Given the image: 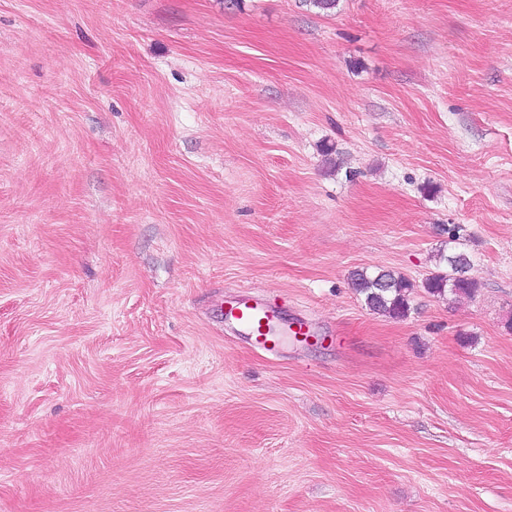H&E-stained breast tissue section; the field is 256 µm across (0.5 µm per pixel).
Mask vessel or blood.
Listing matches in <instances>:
<instances>
[{
    "instance_id": "vessel-or-blood-1",
    "label": "vessel or blood",
    "mask_w": 512,
    "mask_h": 512,
    "mask_svg": "<svg viewBox=\"0 0 512 512\" xmlns=\"http://www.w3.org/2000/svg\"><path fill=\"white\" fill-rule=\"evenodd\" d=\"M222 317L253 345L269 354L279 353L288 343L289 337L305 333L303 320L282 319L277 310L266 303L246 295L237 296L228 302Z\"/></svg>"
}]
</instances>
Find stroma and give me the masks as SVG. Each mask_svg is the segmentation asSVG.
<instances>
[{"instance_id":"35a3bbf8","label":"stroma","mask_w":512,"mask_h":512,"mask_svg":"<svg viewBox=\"0 0 512 512\" xmlns=\"http://www.w3.org/2000/svg\"><path fill=\"white\" fill-rule=\"evenodd\" d=\"M0 512H512V0H0ZM440 260L446 263L448 270L438 271L425 279L423 286L427 292L438 297L446 292L468 297L475 295L477 283L466 275L472 265L470 255L461 250H452L448 255H441ZM352 285L374 313L394 319L408 316V292L414 284L403 275L390 271L368 272L357 270L351 276ZM222 317L225 324L231 325L256 348L269 354L279 353L288 344L289 336H304V340L309 337L302 319L284 320L277 310L246 295L227 302Z\"/></svg>"}]
</instances>
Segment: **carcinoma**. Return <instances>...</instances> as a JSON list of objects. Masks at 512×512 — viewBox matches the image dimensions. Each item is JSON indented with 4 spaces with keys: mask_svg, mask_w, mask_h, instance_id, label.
I'll use <instances>...</instances> for the list:
<instances>
[{
    "mask_svg": "<svg viewBox=\"0 0 512 512\" xmlns=\"http://www.w3.org/2000/svg\"><path fill=\"white\" fill-rule=\"evenodd\" d=\"M447 271H438L423 282L428 293L442 297L450 292L454 295L473 296L477 283L467 276L472 261L468 253L452 250L440 256ZM352 285L373 312L394 319L408 316L410 304L408 292L414 284L403 275L390 271L368 272L364 269L352 273Z\"/></svg>",
    "mask_w": 512,
    "mask_h": 512,
    "instance_id": "carcinoma-1",
    "label": "carcinoma"
}]
</instances>
